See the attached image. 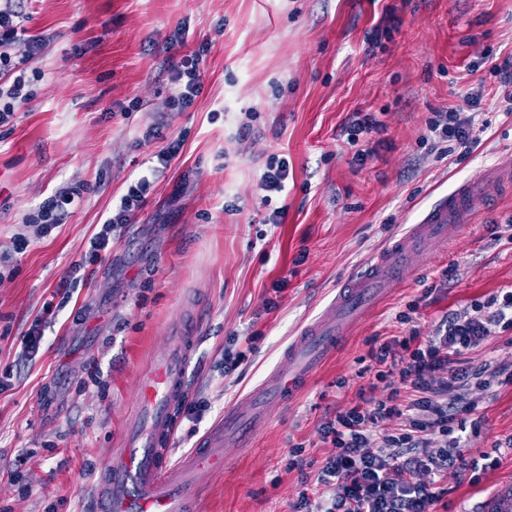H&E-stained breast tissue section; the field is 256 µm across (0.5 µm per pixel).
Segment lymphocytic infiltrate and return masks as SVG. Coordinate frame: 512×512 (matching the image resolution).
Instances as JSON below:
<instances>
[{
  "mask_svg": "<svg viewBox=\"0 0 512 512\" xmlns=\"http://www.w3.org/2000/svg\"><path fill=\"white\" fill-rule=\"evenodd\" d=\"M22 6L8 0L0 7V126L10 123L17 104L32 94L24 75H12L14 56L30 58L42 41L25 38L20 26ZM201 53L182 56L168 77L175 87L170 107L189 108L202 85ZM472 121L455 110L439 111L422 137L431 151L452 156L468 147ZM183 141L171 139L154 165L130 181L125 193L56 290L69 299L74 281L85 265L105 259L117 231L133 223L146 204L156 180L171 166ZM82 186L60 189L28 223L48 232L61 223ZM512 329V288H502L470 309L449 314L435 331L422 335L372 338L366 360L371 379L360 387L353 404L337 409L319 427L330 454L318 469L313 488L300 491L292 512H434L443 497L440 483L449 471L495 467L490 454L471 455L460 433L478 427L475 392L493 384H512V363L487 361L471 365L467 356L489 338Z\"/></svg>",
  "mask_w": 512,
  "mask_h": 512,
  "instance_id": "obj_1",
  "label": "lymphocytic infiltrate"
}]
</instances>
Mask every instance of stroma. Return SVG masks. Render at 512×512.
<instances>
[{
  "mask_svg": "<svg viewBox=\"0 0 512 512\" xmlns=\"http://www.w3.org/2000/svg\"><path fill=\"white\" fill-rule=\"evenodd\" d=\"M21 26L44 46L25 65L34 99L0 126V369L14 374L0 392V512H94L99 470L169 325L200 322L188 397L208 405L198 419L177 412L176 464L374 251L460 182L512 167V112L490 69L512 57V0H26ZM378 26L390 35L369 46ZM179 28L184 40L172 43ZM203 44L198 96L185 111L169 109V67ZM446 108L473 115L474 143L440 160L419 138ZM356 112L386 124L360 166L342 133ZM151 124L183 138L179 157L73 288L39 356L24 360L21 341L44 302L163 148L142 140ZM272 154L289 163L288 211L260 241L269 210L257 183ZM74 183L85 190L62 224L44 235L27 223ZM510 225L512 196L488 189L457 241L433 246V262L416 266L309 387L255 428L250 447L225 448L223 469L199 474L201 512H290L303 478H316L330 453L319 425L365 383L358 360L369 340L429 332L446 313L512 286ZM453 262L457 281L438 289ZM278 280L286 287L276 293ZM413 300L414 323L397 322ZM254 331L262 337L249 364L225 374V347ZM477 412L481 425L465 444L496 453L498 465L475 481L449 476L436 512H474L512 482V450L502 446L512 436V385ZM297 445L312 463L304 473L288 466Z\"/></svg>",
  "mask_w": 512,
  "mask_h": 512,
  "instance_id": "stroma-1",
  "label": "stroma"
}]
</instances>
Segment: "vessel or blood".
I'll return each mask as SVG.
<instances>
[{"instance_id": "obj_1", "label": "vessel or blood", "mask_w": 512, "mask_h": 512, "mask_svg": "<svg viewBox=\"0 0 512 512\" xmlns=\"http://www.w3.org/2000/svg\"><path fill=\"white\" fill-rule=\"evenodd\" d=\"M489 184L511 193L512 170L480 172L438 199L406 236L378 251L338 290L322 317L301 328L265 385L228 407L223 422L199 443L196 454L174 467L169 445L177 428L175 411L188 390L187 369L197 342L193 329H179L157 370L140 381L136 419L125 433L123 447L112 452L101 471L100 512H192L203 494L190 477L195 466L223 465L225 444L245 440L253 422L274 418L306 388L342 347L350 327L383 302L408 256L458 236Z\"/></svg>"}]
</instances>
